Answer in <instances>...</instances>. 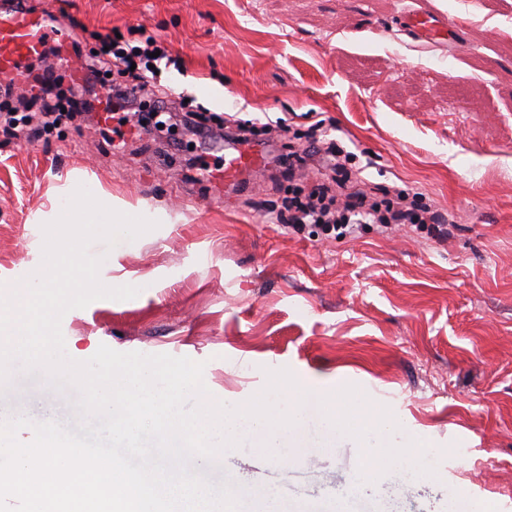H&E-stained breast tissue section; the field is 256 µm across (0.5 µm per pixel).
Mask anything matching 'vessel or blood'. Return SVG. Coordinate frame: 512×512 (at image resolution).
I'll list each match as a JSON object with an SVG mask.
<instances>
[{
  "instance_id": "vessel-or-blood-1",
  "label": "vessel or blood",
  "mask_w": 512,
  "mask_h": 512,
  "mask_svg": "<svg viewBox=\"0 0 512 512\" xmlns=\"http://www.w3.org/2000/svg\"><path fill=\"white\" fill-rule=\"evenodd\" d=\"M398 23L403 33L415 41L437 42L449 39L457 42L466 29L463 18L432 17L417 11L400 13ZM62 32V23L49 21L45 15L0 7V72H10L23 60L39 55L45 43L60 38ZM259 164V150L247 144L240 145L236 156L224 163L225 187H237V167L243 165L255 168Z\"/></svg>"
}]
</instances>
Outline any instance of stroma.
<instances>
[{
    "label": "stroma",
    "instance_id": "1",
    "mask_svg": "<svg viewBox=\"0 0 512 512\" xmlns=\"http://www.w3.org/2000/svg\"><path fill=\"white\" fill-rule=\"evenodd\" d=\"M97 34L142 26L184 63L161 82L198 109L263 126L284 118L296 132L324 121L337 149L353 154L365 183L409 192L447 213L448 237L427 224L391 234L374 224L324 238L267 223L263 201L281 202L316 178L304 165L281 177L280 141L240 190L187 176L188 158L224 164L221 136L183 127L166 139L128 135L115 148L96 118L62 119L40 140L0 141V284L42 264L37 216L71 185L89 181L106 200L164 216L157 228L104 256L100 280L139 287L129 300L98 299L61 322L67 354L185 356L204 363L214 399L234 406L268 374L340 377L395 421L388 437L427 443L435 475L392 466L363 483L358 443L319 417L300 416L303 438H255L193 472L231 480L259 512H512V13L499 0H61ZM465 15L462 44H429L397 27L404 9ZM74 392L12 370L0 417L74 423Z\"/></svg>",
    "mask_w": 512,
    "mask_h": 512
}]
</instances>
